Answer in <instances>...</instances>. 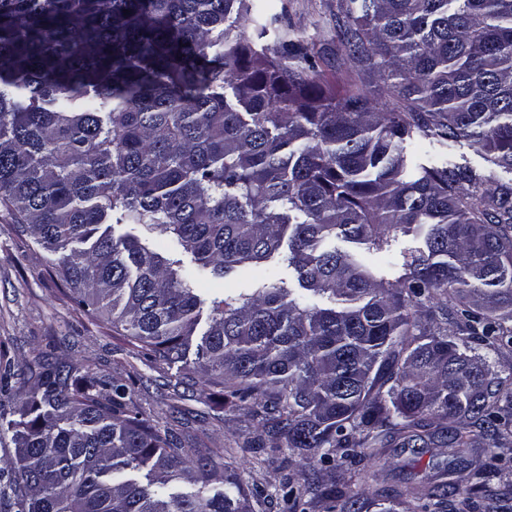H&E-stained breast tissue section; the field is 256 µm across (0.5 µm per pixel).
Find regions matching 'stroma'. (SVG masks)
Listing matches in <instances>:
<instances>
[{"mask_svg":"<svg viewBox=\"0 0 512 512\" xmlns=\"http://www.w3.org/2000/svg\"><path fill=\"white\" fill-rule=\"evenodd\" d=\"M267 13L284 14L288 37L303 41L320 78L337 92L359 90L383 101L387 109H399L396 97L386 95V85L376 68L356 67L336 37L340 0H264ZM447 161L473 170L484 189L512 187V171L493 165L478 145L461 140L448 145L423 139L411 156L412 165ZM415 234L392 235L386 253H364L365 265L376 276L392 279L402 274L403 256L422 247ZM276 267L288 287H296V274L287 261L272 259L254 267L250 276L232 274L224 280L200 281L202 294L213 288L239 293L255 287L268 267ZM73 364L88 375L125 386L133 405L156 428L169 432L183 447L199 453L214 452L219 468L236 472L246 491L263 496L254 512H282L276 495L284 478L299 479V465H285L287 449L271 444L250 447L255 430L244 410L225 400L219 387L201 388L193 375L176 367L148 361L129 337L112 329L79 305L47 263V254L20 233L11 215L0 207V411L11 412L35 390L30 369L42 356ZM385 464L378 480L369 477V462H347L329 469L320 463L311 468L318 475L333 476V489L343 502H357L362 512H376L373 497L392 496L411 485L439 482L444 467L455 468L463 480L484 463L487 455L500 457L502 475L491 487L500 503L512 512V435L493 443L485 429L472 427L464 448H403L392 444L375 449Z\"/></svg>","mask_w":512,"mask_h":512,"instance_id":"stroma-1","label":"stroma"}]
</instances>
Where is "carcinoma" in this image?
<instances>
[{
  "label": "carcinoma",
  "mask_w": 512,
  "mask_h": 512,
  "mask_svg": "<svg viewBox=\"0 0 512 512\" xmlns=\"http://www.w3.org/2000/svg\"><path fill=\"white\" fill-rule=\"evenodd\" d=\"M263 13L254 0H0V205L80 304L150 361L194 364L250 402L304 464L371 461L365 449L393 440L461 448V417L498 439L512 382L468 337L512 343V193H468L475 175L446 162L412 172L405 143L472 140L512 170V0H343L336 36L354 65L373 53L399 79L397 111L336 93L283 16ZM247 21L280 50L240 34ZM423 226L394 281L325 248L381 252ZM284 247L298 299L283 281L207 298L195 286ZM37 377L9 421L21 481L0 467L16 512H254L233 474L211 491L213 456L187 467L126 387L58 361ZM488 477L410 486L378 512H444L446 494L467 501ZM277 495L296 512L331 491L306 473Z\"/></svg>",
  "instance_id": "carcinoma-1"
}]
</instances>
